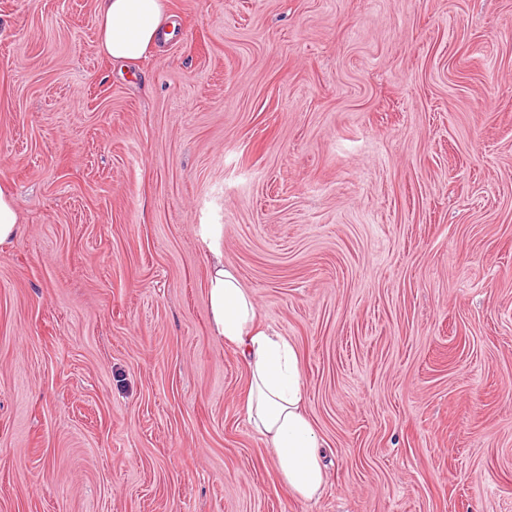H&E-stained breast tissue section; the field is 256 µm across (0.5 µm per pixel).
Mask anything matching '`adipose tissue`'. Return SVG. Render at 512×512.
Here are the masks:
<instances>
[{
  "label": "adipose tissue",
  "instance_id": "1",
  "mask_svg": "<svg viewBox=\"0 0 512 512\" xmlns=\"http://www.w3.org/2000/svg\"><path fill=\"white\" fill-rule=\"evenodd\" d=\"M98 51L114 62L144 58L177 25L165 0H98ZM211 254L207 284L210 330L237 348L248 368L244 401L249 423L276 452L277 465L292 494L311 500L322 492L326 468L315 429L305 410V383L293 343L257 322L254 300L236 270L224 263V229L201 227Z\"/></svg>",
  "mask_w": 512,
  "mask_h": 512
}]
</instances>
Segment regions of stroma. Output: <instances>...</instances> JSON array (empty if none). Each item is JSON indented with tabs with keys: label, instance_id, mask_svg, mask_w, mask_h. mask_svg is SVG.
Returning <instances> with one entry per match:
<instances>
[{
	"label": "stroma",
	"instance_id": "35a3bbf8",
	"mask_svg": "<svg viewBox=\"0 0 512 512\" xmlns=\"http://www.w3.org/2000/svg\"><path fill=\"white\" fill-rule=\"evenodd\" d=\"M0 0V512H512V0ZM295 345L293 496L199 227ZM97 18L99 53L120 63L141 60L177 28L165 0H98ZM19 228L14 196L6 187H0V246L10 243Z\"/></svg>",
	"mask_w": 512,
	"mask_h": 512
}]
</instances>
